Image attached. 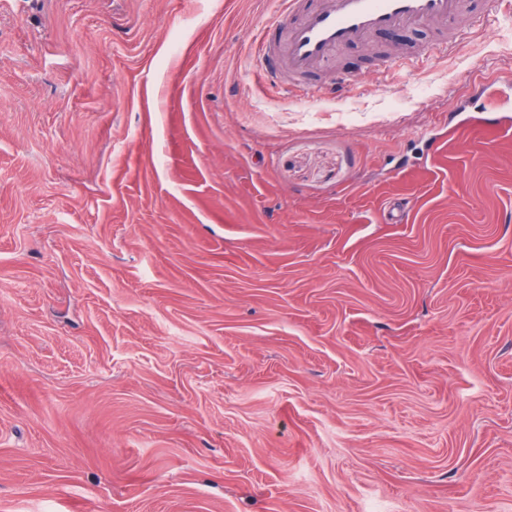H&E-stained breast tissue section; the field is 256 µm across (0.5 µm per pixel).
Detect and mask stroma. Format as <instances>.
<instances>
[{"label": "stroma", "instance_id": "1", "mask_svg": "<svg viewBox=\"0 0 512 512\" xmlns=\"http://www.w3.org/2000/svg\"><path fill=\"white\" fill-rule=\"evenodd\" d=\"M276 15L0 0V512H512V15L315 103ZM470 95L466 98L460 99L456 102L458 112H468L470 98L491 97L498 102V107L495 112H510L509 108H504L500 103L510 104L512 99V79L502 77L494 83H488L484 80L474 81L470 85Z\"/></svg>", "mask_w": 512, "mask_h": 512}]
</instances>
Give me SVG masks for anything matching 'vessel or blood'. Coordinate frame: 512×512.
I'll list each match as a JSON object with an SVG mask.
<instances>
[{
	"mask_svg": "<svg viewBox=\"0 0 512 512\" xmlns=\"http://www.w3.org/2000/svg\"><path fill=\"white\" fill-rule=\"evenodd\" d=\"M287 22L272 20L260 33L262 53H274L290 76L304 77L330 64L336 54L366 46L376 36L425 24H450L446 37L428 46L421 61L448 53L467 37L484 28L496 0L474 10L470 0H279ZM490 97L512 102V79L490 83L474 81L469 98L457 101L458 111L469 109L470 99Z\"/></svg>",
	"mask_w": 512,
	"mask_h": 512,
	"instance_id": "vessel-or-blood-1",
	"label": "vessel or blood"
}]
</instances>
